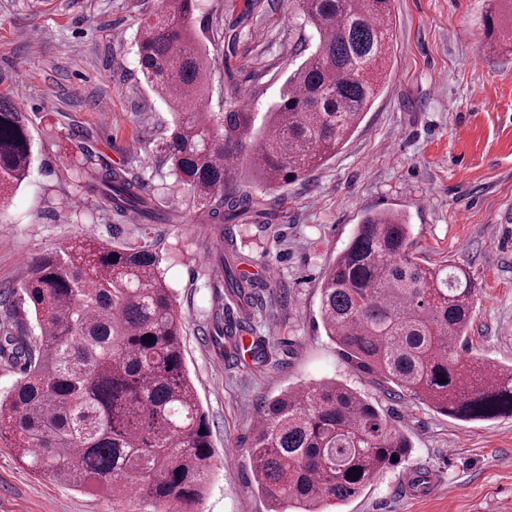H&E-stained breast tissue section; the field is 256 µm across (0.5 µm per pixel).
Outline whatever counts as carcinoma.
<instances>
[{"instance_id": "1", "label": "carcinoma", "mask_w": 512, "mask_h": 512, "mask_svg": "<svg viewBox=\"0 0 512 512\" xmlns=\"http://www.w3.org/2000/svg\"><path fill=\"white\" fill-rule=\"evenodd\" d=\"M195 0H160L141 22L137 55L151 91L173 111L156 151L200 215L233 238L258 207L229 189L239 169L268 193L305 178L361 124L388 71L392 0H288L313 34L255 127L228 104L201 112L206 52L189 25ZM487 45L512 46V24L489 14ZM78 180L127 224H170L145 184L81 151ZM29 119L0 101V213L30 176ZM411 225L392 211L364 215L323 277L326 335L354 369L438 412L465 420L512 416V366L469 361L475 283L457 264L425 267ZM224 288L255 308L257 283L224 264ZM185 323L150 246L79 238L35 260L20 289L0 292V363L22 374L0 395V441L19 462L62 485L112 494V512H194L211 454L209 424L185 368ZM152 340H146V337ZM406 436L346 384L289 389L264 404L252 432L254 488L270 512H326L357 496L409 453Z\"/></svg>"}]
</instances>
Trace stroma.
<instances>
[{
	"label": "stroma",
	"instance_id": "1",
	"mask_svg": "<svg viewBox=\"0 0 512 512\" xmlns=\"http://www.w3.org/2000/svg\"><path fill=\"white\" fill-rule=\"evenodd\" d=\"M159 0H0V98L31 118L33 169L0 213V290L31 262L89 235L111 246L148 244L186 322L185 365L210 427L207 491L197 512H268L252 487L250 444L264 401L334 379L361 392L411 448L339 512H512V417L460 421L412 396L387 395L354 370L320 319L322 278L367 211H399L425 266L449 261L478 296L471 355L512 364V54L490 53L489 0H392L390 69L379 97L336 156L272 203L248 171L238 186L262 204L236 229L244 270H272L251 320L278 347L276 362L236 355L217 319L237 320L214 260L221 241L168 166L151 154L171 122L145 84L138 26ZM191 25L208 54V109L247 99L263 117L302 57L309 33L288 0H199ZM139 177L176 209L175 224L117 222L67 170L82 146ZM436 484L411 495V472ZM0 512H112L92 495L33 475L0 442Z\"/></svg>",
	"mask_w": 512,
	"mask_h": 512
}]
</instances>
